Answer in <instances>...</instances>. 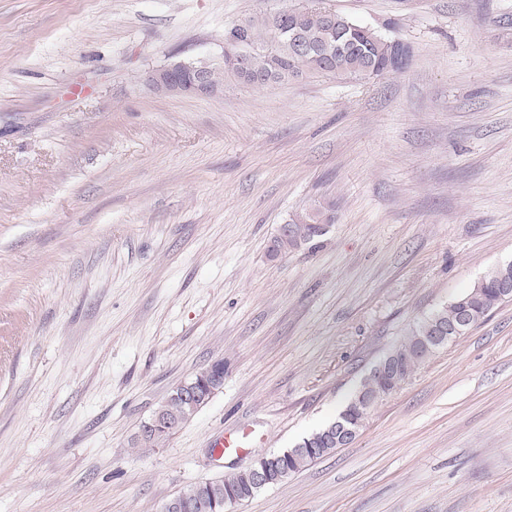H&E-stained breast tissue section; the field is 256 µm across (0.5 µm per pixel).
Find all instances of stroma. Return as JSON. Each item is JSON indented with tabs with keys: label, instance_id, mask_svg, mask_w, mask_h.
I'll return each mask as SVG.
<instances>
[{
	"label": "stroma",
	"instance_id": "1",
	"mask_svg": "<svg viewBox=\"0 0 512 512\" xmlns=\"http://www.w3.org/2000/svg\"><path fill=\"white\" fill-rule=\"evenodd\" d=\"M305 2L0 0V512H161L253 462L213 455L225 429L295 447L512 261V0H325L410 47L382 77L151 87ZM326 200L325 235L270 258ZM219 360L191 421L132 447ZM233 512H512V300Z\"/></svg>",
	"mask_w": 512,
	"mask_h": 512
}]
</instances>
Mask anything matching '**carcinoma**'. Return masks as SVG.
Returning a JSON list of instances; mask_svg holds the SVG:
<instances>
[{"label": "carcinoma", "mask_w": 512, "mask_h": 512, "mask_svg": "<svg viewBox=\"0 0 512 512\" xmlns=\"http://www.w3.org/2000/svg\"><path fill=\"white\" fill-rule=\"evenodd\" d=\"M330 9L314 0L310 5L287 8L269 15L249 18L224 28V41L238 42L245 50V64L239 65L230 54L219 64L196 61L207 69L212 83L220 87L235 80L256 87H271L306 73L379 77L404 70L410 60L408 46L384 37L378 31L356 23L341 13L330 18ZM332 206H320L312 212L298 213L287 222L288 229L277 234L270 247L272 256L286 255L326 231L331 223ZM500 268L495 267L463 293L431 315L410 327L401 343L393 349L399 369L380 383L363 380L360 390H370L381 398L398 390L435 348L426 347V337L433 335L435 325L452 322L457 313L469 315V326L484 320L504 300L501 299ZM214 362L199 370L190 380L191 388L172 391L155 410L161 427L141 424L132 440L135 448H159L184 427L205 405L215 390ZM358 394H353L336 421L304 437L295 447L258 455L253 467L274 471V484L279 485L317 460L338 449L336 423L361 430L370 414ZM204 499L181 509L172 505L183 501L178 494L165 503L162 512H224V500L235 497L242 503L254 497L263 487L256 483L252 467L199 483Z\"/></svg>", "instance_id": "1"}]
</instances>
